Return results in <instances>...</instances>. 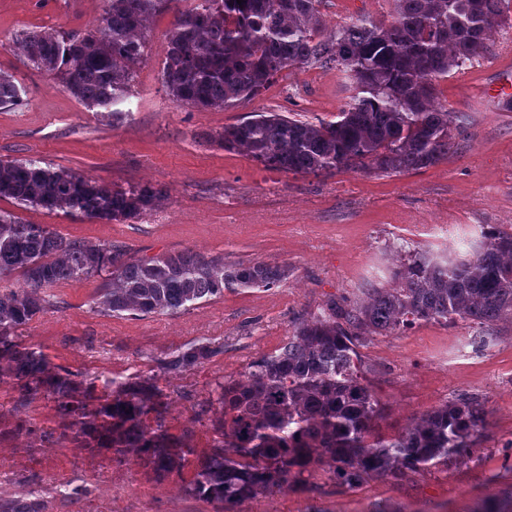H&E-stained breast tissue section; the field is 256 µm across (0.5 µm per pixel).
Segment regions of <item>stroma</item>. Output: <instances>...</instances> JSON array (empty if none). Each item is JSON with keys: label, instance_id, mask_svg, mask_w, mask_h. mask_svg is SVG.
<instances>
[{"label": "stroma", "instance_id": "35a3bbf8", "mask_svg": "<svg viewBox=\"0 0 512 512\" xmlns=\"http://www.w3.org/2000/svg\"><path fill=\"white\" fill-rule=\"evenodd\" d=\"M103 9V0H0V71L14 76L21 95L16 105L0 107V160L37 159L114 187L148 182L164 199L124 222L5 198L0 210L89 243L122 244L137 257L190 248L228 262L284 266L288 279L270 290H228L176 316L145 317L98 315L90 307L96 280L65 282L53 290L56 306L18 336L83 382L155 378L164 394L163 428L195 455L212 451L218 412L206 401L216 385L276 352L295 319L329 295L359 297L385 283L393 246L460 249L486 226L512 232V111L489 93L512 79V26L499 28L479 63L439 84V101L461 126L446 161L391 176L314 177L267 169L211 137L250 112L335 119L347 97L336 70L283 71L267 91L226 110L175 105L161 80L175 13L163 10L148 21L133 95L116 122L52 76L27 68L16 42L24 31L95 29ZM389 10L388 0L324 6L332 24L360 16L384 21ZM473 334L462 321L422 322L361 349L383 407L376 435L398 434L414 416L464 393L484 401L486 424L471 461L353 490L322 475L262 493L239 512H486L511 501L512 323L494 325L483 351L470 345ZM198 342L211 343L215 354L182 373L161 369L160 359ZM190 475L186 467L160 480L138 457L85 447L53 399H21L12 379L0 376V498L39 493L46 512H219L186 491Z\"/></svg>", "mask_w": 512, "mask_h": 512}]
</instances>
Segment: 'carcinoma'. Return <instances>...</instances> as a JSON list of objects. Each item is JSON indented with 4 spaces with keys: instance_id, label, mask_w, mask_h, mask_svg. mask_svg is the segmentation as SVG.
<instances>
[{
    "instance_id": "1",
    "label": "carcinoma",
    "mask_w": 512,
    "mask_h": 512,
    "mask_svg": "<svg viewBox=\"0 0 512 512\" xmlns=\"http://www.w3.org/2000/svg\"><path fill=\"white\" fill-rule=\"evenodd\" d=\"M181 0H104L86 33L28 31L27 66L54 76L88 108L114 114L132 96L149 17ZM167 34L162 82L172 103L228 108L252 100L290 67L334 69L350 101L334 120L254 112L224 126L216 141L267 168L301 175L365 170L390 176L433 167L455 146L458 116L437 102L436 82L479 62L512 19V0H388L389 19L327 24L325 0H191ZM20 100L13 76L0 73V106ZM0 198L25 208L123 221L152 210L161 191L148 184L114 188L35 159L0 160ZM388 287L363 298H328L297 319L288 341L217 385L221 417L213 452L200 460L188 491L232 512L275 486L324 473L347 488L378 477L419 474L473 457L486 409L461 395L414 419L401 433L372 434L379 402L360 348L420 322L467 321L470 344L487 348L488 330L512 322V232L494 228L465 255L399 246ZM18 273L24 288L0 290V371L21 396L53 398L92 448L144 456L164 477L185 458L181 439L147 424L162 414L151 377L82 387L45 355L19 343L15 330L53 306L61 283L100 281L92 309L102 316L177 315L224 290L271 289L288 269L224 262L186 250L136 258L125 246L91 244L46 224H24L0 210V279ZM215 353L194 345L161 361L184 371ZM0 512H44L40 496L1 502Z\"/></svg>"
}]
</instances>
